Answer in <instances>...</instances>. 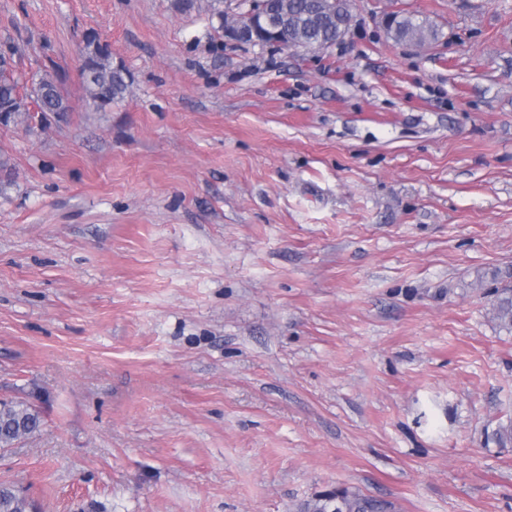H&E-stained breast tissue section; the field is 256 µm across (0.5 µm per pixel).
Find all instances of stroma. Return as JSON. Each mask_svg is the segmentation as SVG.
I'll return each instance as SVG.
<instances>
[{
    "label": "stroma",
    "instance_id": "35a3bbf8",
    "mask_svg": "<svg viewBox=\"0 0 512 512\" xmlns=\"http://www.w3.org/2000/svg\"><path fill=\"white\" fill-rule=\"evenodd\" d=\"M209 0H0V483L40 512H512V0H351L311 55ZM439 40L398 42L387 13ZM131 79L90 106L86 31ZM70 106L43 117L32 75ZM212 2H214L210 4L212 16H216L219 19L221 29H224V36L229 40L239 43L235 38L240 33L248 29L255 30L257 25L256 14L252 10L251 5L247 10L235 15L236 18L232 24L224 25V10L215 7L216 2H221V0H213ZM8 59L10 57L0 51V124L4 125L15 122L23 111L26 112L23 99L18 93V80L7 68ZM494 312L500 328L512 333V289L497 288L494 291ZM41 419L24 402L0 403V448H11L22 437L40 430ZM340 500L342 512H390L392 504L379 499L360 496L349 492L345 488H334L324 491L302 504L299 512H330L332 509V499Z\"/></svg>",
    "mask_w": 512,
    "mask_h": 512
}]
</instances>
